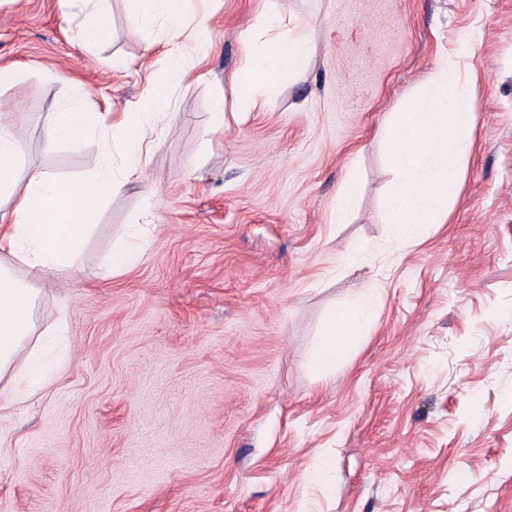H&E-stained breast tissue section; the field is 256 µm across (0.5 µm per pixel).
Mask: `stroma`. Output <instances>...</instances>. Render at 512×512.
I'll return each instance as SVG.
<instances>
[{
  "mask_svg": "<svg viewBox=\"0 0 512 512\" xmlns=\"http://www.w3.org/2000/svg\"><path fill=\"white\" fill-rule=\"evenodd\" d=\"M263 4L209 0L207 60L147 118L146 183L101 203L41 294L36 330L66 317L67 357L26 404L0 402V512H512V0H276L309 67L218 125ZM102 9L111 37L88 51L89 6L0 0V66L21 71L0 107L53 174L93 172L98 141L46 143L50 112L134 106L161 73L131 0ZM445 57L480 75L475 145L448 222L405 242L378 128ZM352 165L362 195L330 223ZM146 212L147 250L104 278ZM363 286L368 335L315 373L323 313ZM325 458L329 485L307 484Z\"/></svg>",
  "mask_w": 512,
  "mask_h": 512,
  "instance_id": "stroma-1",
  "label": "stroma"
}]
</instances>
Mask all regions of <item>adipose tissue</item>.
I'll list each match as a JSON object with an SVG mask.
<instances>
[{
    "mask_svg": "<svg viewBox=\"0 0 512 512\" xmlns=\"http://www.w3.org/2000/svg\"><path fill=\"white\" fill-rule=\"evenodd\" d=\"M147 2L146 9L133 15L132 23L138 31L164 30L166 74L147 86L139 111L121 112L109 119L103 113L85 111L82 101L73 100L51 113L44 127L46 140L55 144L98 134L95 173L62 179L24 166L14 123L9 113L0 114V381H5L4 391L15 405L36 396L63 357L66 320H58L49 336H32L44 286L54 272L75 265L92 230L91 216L104 196L145 180L144 148L152 144L153 132L140 113L167 111L171 91L185 75V57L192 55L201 61L210 49L205 19L191 10L193 0ZM259 19V26L241 33L243 65L229 79L230 96L215 103L219 120L241 121L273 77L303 70L312 54L310 37L288 28L269 2ZM18 266L24 268L26 279L15 276ZM375 298L374 289L361 288L352 302L331 307L324 314L322 339L310 359L316 373L330 371L348 352L352 340L365 334ZM20 355L25 358L21 365L16 362Z\"/></svg>",
    "mask_w": 512,
    "mask_h": 512,
    "instance_id": "1",
    "label": "adipose tissue"
}]
</instances>
